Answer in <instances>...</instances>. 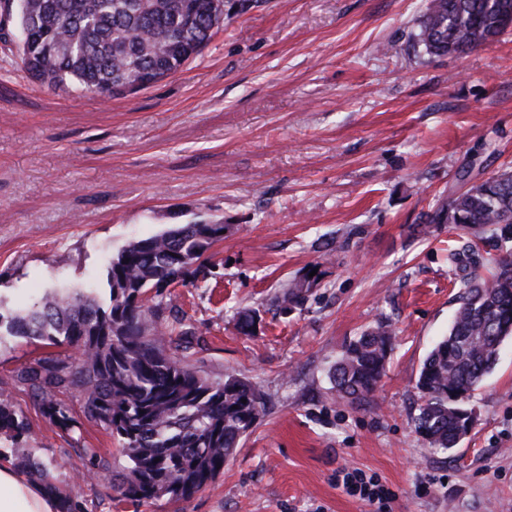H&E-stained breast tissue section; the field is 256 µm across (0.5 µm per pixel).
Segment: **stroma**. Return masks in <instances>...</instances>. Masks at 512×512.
Masks as SVG:
<instances>
[{
    "instance_id": "1",
    "label": "stroma",
    "mask_w": 512,
    "mask_h": 512,
    "mask_svg": "<svg viewBox=\"0 0 512 512\" xmlns=\"http://www.w3.org/2000/svg\"><path fill=\"white\" fill-rule=\"evenodd\" d=\"M429 0H226L224 28L182 70L108 99L51 89L20 60L0 12V300L20 309L50 288L103 287L129 243L222 217L207 277L163 295L189 347L168 353L200 375L245 377L267 412L214 483L187 501L135 507L112 484L126 458L57 395L74 426L42 414L20 372L42 341L0 342V394L27 418L21 446L70 491L76 512H373L337 485L376 475L387 512H512V339L469 402L458 448L427 447L413 419L422 363L448 331L457 289L448 251H512L497 227L426 218L458 192L512 168V30L435 57L416 35ZM322 276L291 312L273 299L311 268ZM254 310L253 334L237 314ZM395 336L362 404L334 399L340 351L378 322ZM95 479L79 475L92 457Z\"/></svg>"
}]
</instances>
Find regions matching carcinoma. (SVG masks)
<instances>
[{"instance_id":"obj_1","label":"carcinoma","mask_w":512,"mask_h":512,"mask_svg":"<svg viewBox=\"0 0 512 512\" xmlns=\"http://www.w3.org/2000/svg\"><path fill=\"white\" fill-rule=\"evenodd\" d=\"M21 36L28 75L52 88H74L110 98L155 83L180 70L224 28V0H6ZM512 27V0H430L419 42L434 56L489 46ZM512 225V171L504 169L430 216L429 223ZM226 224H178L130 243L112 258L106 288L69 292L53 288L22 313L0 301V337L22 336L70 346L74 361L48 356L20 379L39 397L43 415L67 431L70 409L55 397L62 387L81 390L85 417L109 429L128 459L113 484L118 501L148 503L168 496L187 500L224 473L241 439L265 414V395L246 378L213 382L163 349V337L188 332L149 294L206 276L212 247ZM449 260L460 272L457 308L421 367L423 403L415 431L431 448L452 450L474 420V391L493 372L501 343L512 335V256L488 277L472 242ZM320 274L294 279L274 298L281 310L308 300ZM249 335L257 314L238 313ZM393 331L385 322L350 342L332 367L340 399L363 403L386 371ZM23 413L0 398V437L14 444L29 434ZM15 468L46 481L40 458L16 455Z\"/></svg>"}]
</instances>
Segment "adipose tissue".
Here are the masks:
<instances>
[{"label": "adipose tissue", "mask_w": 512, "mask_h": 512, "mask_svg": "<svg viewBox=\"0 0 512 512\" xmlns=\"http://www.w3.org/2000/svg\"><path fill=\"white\" fill-rule=\"evenodd\" d=\"M66 503L43 485L0 465V512H65Z\"/></svg>", "instance_id": "ef3b65f1"}]
</instances>
